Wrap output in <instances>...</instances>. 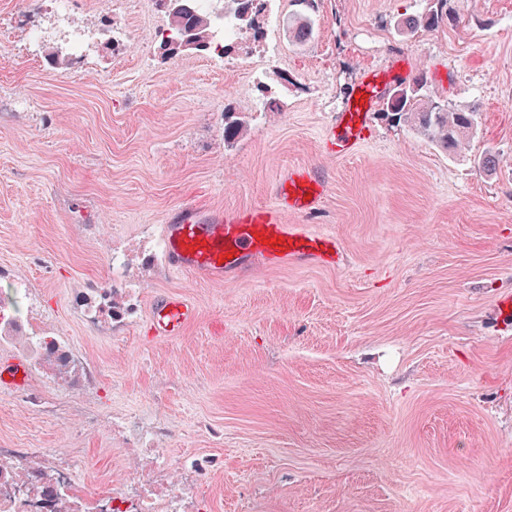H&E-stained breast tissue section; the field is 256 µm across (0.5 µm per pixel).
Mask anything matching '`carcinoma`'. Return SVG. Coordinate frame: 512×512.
Returning a JSON list of instances; mask_svg holds the SVG:
<instances>
[{
	"label": "carcinoma",
	"instance_id": "carcinoma-1",
	"mask_svg": "<svg viewBox=\"0 0 512 512\" xmlns=\"http://www.w3.org/2000/svg\"><path fill=\"white\" fill-rule=\"evenodd\" d=\"M268 0H232L234 8L227 13L232 25L242 37H258L255 15L265 11ZM214 19L209 11L200 7L199 0H192V11L173 20L168 19L167 36L161 39L163 48L179 42L186 31L204 41L203 49L216 46L213 40ZM293 39L298 43L308 41L314 33V21L303 18L291 26ZM401 104L386 105L383 115L394 124L409 126L418 135L435 143L451 156L462 155L479 127L480 112L473 105L450 106L429 89L424 75L412 83L399 85Z\"/></svg>",
	"mask_w": 512,
	"mask_h": 512
}]
</instances>
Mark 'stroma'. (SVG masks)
I'll use <instances>...</instances> for the list:
<instances>
[{"label":"stroma","instance_id":"1","mask_svg":"<svg viewBox=\"0 0 512 512\" xmlns=\"http://www.w3.org/2000/svg\"><path fill=\"white\" fill-rule=\"evenodd\" d=\"M437 5L269 0L259 39L170 55L155 0H0V354L32 370L0 391V462L161 484L177 512H512V0L400 31ZM370 67L476 105L467 158L376 114L327 154ZM294 165L329 190L291 221L334 233L340 266L168 270L175 208L270 204ZM164 291L197 316L159 341Z\"/></svg>","mask_w":512,"mask_h":512}]
</instances>
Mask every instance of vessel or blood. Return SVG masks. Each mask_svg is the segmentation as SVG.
<instances>
[{"mask_svg": "<svg viewBox=\"0 0 512 512\" xmlns=\"http://www.w3.org/2000/svg\"><path fill=\"white\" fill-rule=\"evenodd\" d=\"M386 71H365L355 94L338 113L326 141L330 153H351L366 138L370 115L386 86ZM326 185L313 171L288 168L281 174L269 207L215 210L186 204L171 214L164 226L168 268L221 279L260 260L291 264L336 265L341 250L335 235L287 223L290 215L309 212L321 202ZM195 305L178 293L156 296L149 325L157 340L182 335L195 320ZM30 373L18 359L0 363V388L23 385Z\"/></svg>", "mask_w": 512, "mask_h": 512, "instance_id": "1", "label": "vessel or blood"}]
</instances>
